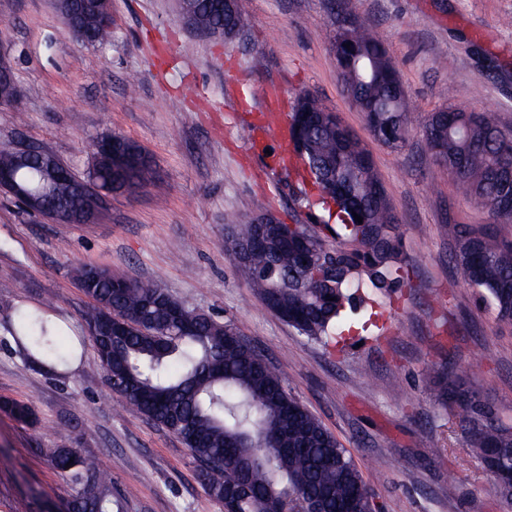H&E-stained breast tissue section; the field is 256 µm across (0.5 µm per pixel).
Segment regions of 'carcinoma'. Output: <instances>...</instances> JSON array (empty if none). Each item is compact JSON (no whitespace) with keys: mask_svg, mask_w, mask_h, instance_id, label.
Segmentation results:
<instances>
[{"mask_svg":"<svg viewBox=\"0 0 512 512\" xmlns=\"http://www.w3.org/2000/svg\"><path fill=\"white\" fill-rule=\"evenodd\" d=\"M218 0H197L195 27L243 30L248 24L244 0L226 11ZM73 31L81 41L101 44L112 31L87 12ZM338 43L336 65L353 100L365 113L375 139L398 149L410 125L407 100L399 95V74L384 44L360 28L347 29ZM315 94L305 91L293 102L290 143L301 161L303 179L318 204L336 217L326 228L336 237L328 247L304 224L268 229L263 249L246 251L260 234L252 218L232 214L224 240L244 272L249 287L264 305L300 335L321 341L338 331L346 310L364 303L365 285L391 295L413 288L403 273L409 259L403 251L401 225L387 190L361 140L345 134ZM425 138L433 163L467 186L492 223L458 232L449 256L464 284L474 289L497 320L512 323V236L498 226L512 222V132L491 112H461L449 107L434 113ZM123 151L142 158L137 164L118 157H95L89 179L71 177L56 186L61 198L79 204L81 187L95 192L101 179L120 190L142 180L149 157L135 142L114 136ZM12 168L18 179L25 167L13 147L0 145V169ZM358 214L362 222L355 221ZM79 283L94 304L84 311L88 329L106 315L128 322L119 338L93 336L96 360L117 394L140 413L177 435L190 455L205 467V490L228 508L224 488L242 489L238 512H306L313 494L329 492L323 512H379L348 450L288 389L283 377L259 351L239 338L230 321L190 309L153 280L127 279L105 269L96 276L84 267ZM58 328L41 315L17 309L10 333L26 359L52 364L64 358L56 346ZM435 404L454 407L470 450L487 463L489 453L512 448V421L496 416L466 383L445 371H429ZM0 409L29 423L34 411L24 403L3 401ZM57 467L78 469L69 512H121L112 494V478L99 464L73 448H51Z\"/></svg>","mask_w":512,"mask_h":512,"instance_id":"cac0c4a2","label":"carcinoma"}]
</instances>
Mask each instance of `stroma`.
Segmentation results:
<instances>
[{"label":"stroma","instance_id":"obj_1","mask_svg":"<svg viewBox=\"0 0 512 512\" xmlns=\"http://www.w3.org/2000/svg\"><path fill=\"white\" fill-rule=\"evenodd\" d=\"M112 39L74 38L56 0H0V57L20 95L0 105V144L49 150L80 179L107 133L139 144L151 173L114 193L91 224H57L0 191V512H66L73 473L49 451L75 448L112 478L123 512H224L180 438L109 387L82 319L80 265L157 280L186 306L235 324L292 394L348 449L381 512H504L492 475L469 452L452 411L431 399L432 363L464 377L512 419V325L497 322L448 261L458 225L488 223L465 187L435 167L423 130L444 107L493 112L512 130V0H246L248 25L221 40L188 26L178 0H110ZM365 27L386 46L412 123L390 148L370 133L338 78L336 35ZM288 114L309 91L366 144L403 232L414 289H365L341 342L308 339L251 291L224 250L226 213H276L325 238L329 216L294 171L251 149L248 127L268 85ZM62 322L60 349L83 354L50 370L24 361L8 332L18 306ZM451 338L427 341L435 317ZM402 379V393L393 382Z\"/></svg>","mask_w":512,"mask_h":512}]
</instances>
